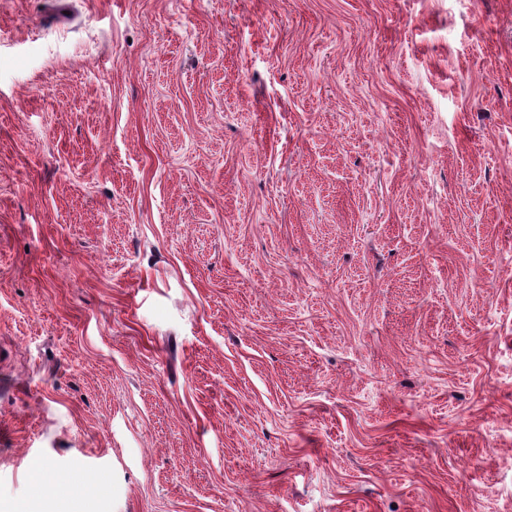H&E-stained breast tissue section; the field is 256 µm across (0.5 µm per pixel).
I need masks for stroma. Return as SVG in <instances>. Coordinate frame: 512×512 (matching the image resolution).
<instances>
[{"instance_id": "obj_1", "label": "stroma", "mask_w": 512, "mask_h": 512, "mask_svg": "<svg viewBox=\"0 0 512 512\" xmlns=\"http://www.w3.org/2000/svg\"><path fill=\"white\" fill-rule=\"evenodd\" d=\"M512 512V0H0V512Z\"/></svg>"}]
</instances>
